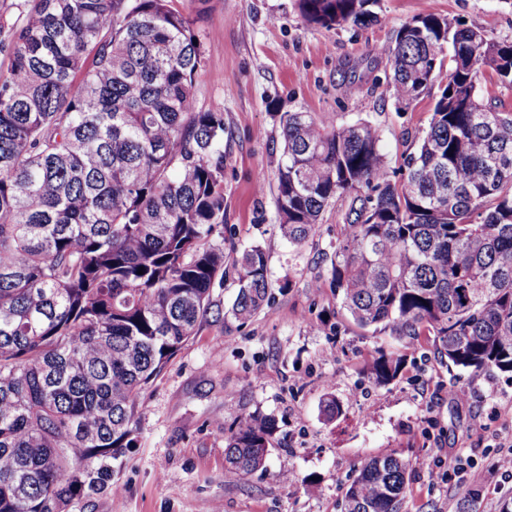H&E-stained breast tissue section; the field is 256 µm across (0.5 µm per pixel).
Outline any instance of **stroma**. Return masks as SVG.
Here are the masks:
<instances>
[{
  "label": "stroma",
  "instance_id": "35a3bbf8",
  "mask_svg": "<svg viewBox=\"0 0 512 512\" xmlns=\"http://www.w3.org/2000/svg\"><path fill=\"white\" fill-rule=\"evenodd\" d=\"M174 6L193 19L204 43L196 106L224 112V251L236 256L262 246L275 288L242 325L229 314L235 284L214 287L222 314L204 321L143 391L136 446L116 489L75 512H341L362 465L392 451L413 465L405 512H457L468 484L435 486L430 478L437 464L456 460L486 473L473 512H501L512 498V477L492 463L512 444V374L473 375L448 367L426 342L357 327L329 285L348 198L331 200L318 236L296 247L277 228L273 188L282 112L370 121L387 166L397 167L426 131L447 78L439 76L412 104H397L387 85L390 65L376 48L422 12L510 42L512 0H379L377 23L333 29L305 23L295 0ZM327 349L332 357H324ZM380 352L404 360L384 386L368 374ZM459 387L469 389L468 403L452 399ZM330 398L342 410L331 421L324 414ZM256 411L276 424L267 469L230 471L225 436ZM284 472L297 481L283 482Z\"/></svg>",
  "mask_w": 512,
  "mask_h": 512
}]
</instances>
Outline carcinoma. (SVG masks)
<instances>
[{"mask_svg":"<svg viewBox=\"0 0 512 512\" xmlns=\"http://www.w3.org/2000/svg\"><path fill=\"white\" fill-rule=\"evenodd\" d=\"M377 0H297L308 24L365 25ZM380 54L408 105L449 61L417 151L389 170L370 122L279 117L278 227L302 246L352 195L330 286L361 328L426 337L448 366L512 373V42L422 12ZM0 512H71L110 493L141 394L213 313L236 274L244 324L273 284L259 245L226 262L224 112L196 109L202 40L172 0H24L0 21ZM402 360L375 358L394 380ZM272 418L226 438L237 471L265 469ZM412 462L371 458L342 512H402ZM480 86L485 99L492 100L500 111L512 112V89L503 87L490 73L481 78Z\"/></svg>","mask_w":512,"mask_h":512,"instance_id":"obj_1","label":"carcinoma"}]
</instances>
